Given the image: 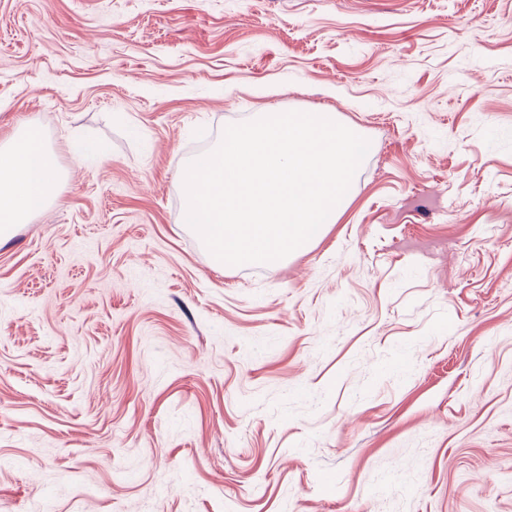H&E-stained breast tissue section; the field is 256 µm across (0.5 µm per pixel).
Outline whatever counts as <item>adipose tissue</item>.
Wrapping results in <instances>:
<instances>
[{
	"instance_id": "ef3b65f1",
	"label": "adipose tissue",
	"mask_w": 512,
	"mask_h": 512,
	"mask_svg": "<svg viewBox=\"0 0 512 512\" xmlns=\"http://www.w3.org/2000/svg\"><path fill=\"white\" fill-rule=\"evenodd\" d=\"M59 180L54 159L36 125L0 144V238L44 211Z\"/></svg>"
}]
</instances>
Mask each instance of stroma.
<instances>
[{
	"label": "stroma",
	"mask_w": 512,
	"mask_h": 512,
	"mask_svg": "<svg viewBox=\"0 0 512 512\" xmlns=\"http://www.w3.org/2000/svg\"><path fill=\"white\" fill-rule=\"evenodd\" d=\"M273 108L369 152L318 240L217 267L179 174ZM30 123L0 512H512V0H0Z\"/></svg>",
	"instance_id": "1"
}]
</instances>
